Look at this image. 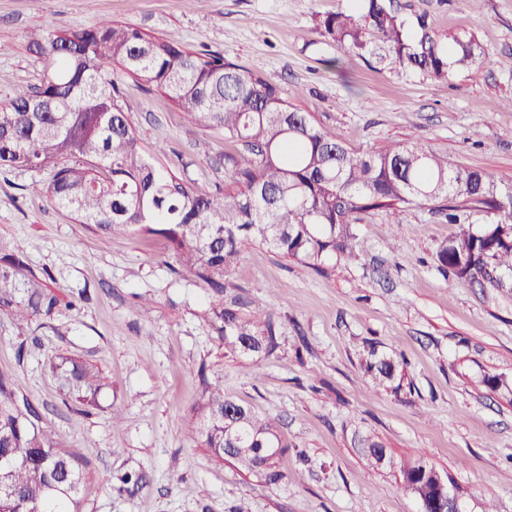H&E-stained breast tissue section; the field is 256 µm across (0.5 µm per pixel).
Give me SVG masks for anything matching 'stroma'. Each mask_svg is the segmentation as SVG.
Here are the masks:
<instances>
[{"label": "stroma", "mask_w": 512, "mask_h": 512, "mask_svg": "<svg viewBox=\"0 0 512 512\" xmlns=\"http://www.w3.org/2000/svg\"><path fill=\"white\" fill-rule=\"evenodd\" d=\"M347 0H0V104L37 86L34 32L110 19L229 58L260 73L319 128L365 152L421 140L450 163L512 181V0H392L410 26L474 36L481 64L436 81L393 58L344 57L321 25ZM142 150L199 194L222 190L237 144L190 128L165 94L119 67ZM33 170L0 173V245H22L48 272L59 305L20 326L0 313V372L39 409L58 448L77 456L78 512H419L401 463L424 458L452 477L469 512H512V290L449 282L434 253L454 236L432 205L362 215L354 255L317 272L245 246L227 286L270 313L272 355L225 351L200 313L214 295L180 267L168 241L106 236L78 223ZM394 381L364 371L369 349ZM68 355L96 366V405L66 400L51 369ZM498 377V390L483 379ZM274 420L281 479L219 460L197 438L204 381ZM370 436L393 463L374 467Z\"/></svg>", "instance_id": "obj_1"}]
</instances>
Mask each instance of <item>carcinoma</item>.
I'll use <instances>...</instances> for the list:
<instances>
[{
    "instance_id": "carcinoma-1",
    "label": "carcinoma",
    "mask_w": 512,
    "mask_h": 512,
    "mask_svg": "<svg viewBox=\"0 0 512 512\" xmlns=\"http://www.w3.org/2000/svg\"><path fill=\"white\" fill-rule=\"evenodd\" d=\"M347 56L382 43L395 61L437 80L480 61L474 36L436 38L412 33L385 0H351L322 21ZM29 50L43 59L40 85L21 87L0 106V169L45 171L32 190L68 207L79 223L107 234L165 238L178 261L216 294L202 316L220 344L240 354H271L278 336L270 318H249L252 301L224 295V278L247 243L266 245L315 270L352 254L359 216L422 202L436 203L460 231L435 251L439 269L481 288L512 289V183L458 167L448 155L416 142H395L359 153L327 137L312 117L284 98L264 76L211 54L188 51L164 37L102 20L89 28L35 34ZM116 63L147 88L164 91L187 123L237 142L232 182L198 195L140 148L119 88L104 72ZM481 211L480 227L465 223ZM57 298L20 248L0 256V313L17 321L51 315ZM65 395L93 404L105 387L99 370L61 355L52 364ZM365 371L384 383L392 361L370 351ZM198 436L213 456L237 448L248 471L282 477L274 462V423L224 397L204 381ZM41 414L0 373V512H77L81 463L44 432ZM376 467L391 462L378 441L362 440ZM418 458L402 465L405 490L433 495Z\"/></svg>"
}]
</instances>
